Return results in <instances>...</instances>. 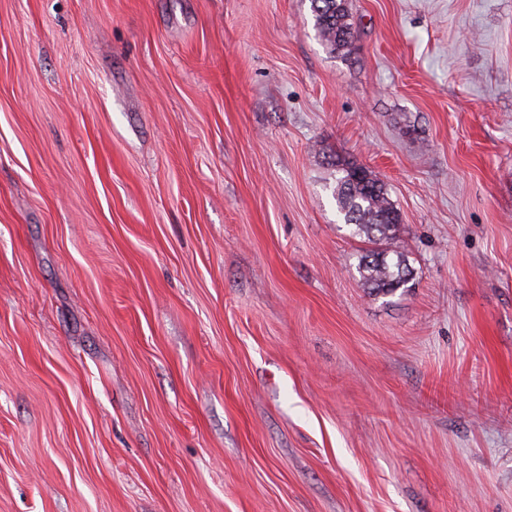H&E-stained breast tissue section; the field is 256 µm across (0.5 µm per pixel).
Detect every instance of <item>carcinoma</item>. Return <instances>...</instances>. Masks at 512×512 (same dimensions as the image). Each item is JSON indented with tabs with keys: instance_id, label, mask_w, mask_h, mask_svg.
Segmentation results:
<instances>
[{
	"instance_id": "obj_1",
	"label": "carcinoma",
	"mask_w": 512,
	"mask_h": 512,
	"mask_svg": "<svg viewBox=\"0 0 512 512\" xmlns=\"http://www.w3.org/2000/svg\"><path fill=\"white\" fill-rule=\"evenodd\" d=\"M314 25L330 52L344 58L353 39L347 0H310ZM336 184L333 197L351 236L374 248L359 256L358 270L366 288L375 295H392L408 287L413 271L405 255L389 248L397 238L401 217L385 184L367 167L343 156L333 158Z\"/></svg>"
}]
</instances>
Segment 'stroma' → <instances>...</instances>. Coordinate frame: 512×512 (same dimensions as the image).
I'll return each mask as SVG.
<instances>
[{
    "label": "stroma",
    "instance_id": "stroma-1",
    "mask_svg": "<svg viewBox=\"0 0 512 512\" xmlns=\"http://www.w3.org/2000/svg\"><path fill=\"white\" fill-rule=\"evenodd\" d=\"M348 9L0 0V512H512V0ZM314 25L330 52L345 58L353 39L346 0H310ZM333 197L351 236L367 244L389 245L397 238L401 217L385 184L367 167L350 157L336 155ZM407 262L405 255L396 249L375 247L360 254L358 270L371 294L393 295L400 288L410 287L413 271Z\"/></svg>",
    "mask_w": 512,
    "mask_h": 512
}]
</instances>
